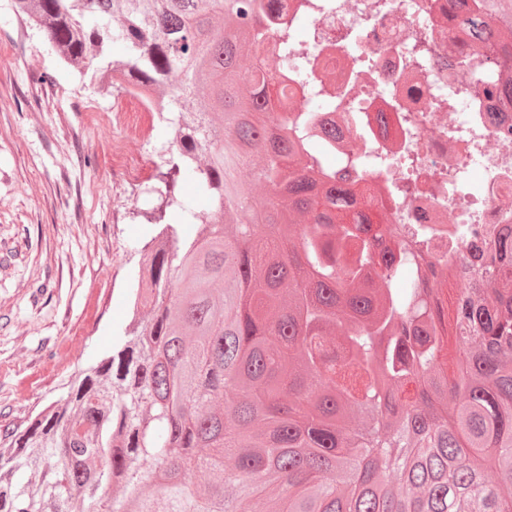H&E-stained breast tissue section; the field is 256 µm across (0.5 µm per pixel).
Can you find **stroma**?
I'll use <instances>...</instances> for the list:
<instances>
[{"instance_id": "1", "label": "stroma", "mask_w": 512, "mask_h": 512, "mask_svg": "<svg viewBox=\"0 0 512 512\" xmlns=\"http://www.w3.org/2000/svg\"><path fill=\"white\" fill-rule=\"evenodd\" d=\"M171 139L0 0V428L65 398L123 334Z\"/></svg>"}]
</instances>
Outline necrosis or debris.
<instances>
[{"instance_id":"1","label":"necrosis or debris","mask_w":512,"mask_h":512,"mask_svg":"<svg viewBox=\"0 0 512 512\" xmlns=\"http://www.w3.org/2000/svg\"><path fill=\"white\" fill-rule=\"evenodd\" d=\"M455 24L449 0H277L264 19L294 38L278 112L335 128L320 160L376 189L426 287L441 266L465 284L476 233L512 224V113L473 93L470 53L448 40Z\"/></svg>"}]
</instances>
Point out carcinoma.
Returning <instances> with one entry per match:
<instances>
[{"instance_id": "carcinoma-1", "label": "carcinoma", "mask_w": 512, "mask_h": 512, "mask_svg": "<svg viewBox=\"0 0 512 512\" xmlns=\"http://www.w3.org/2000/svg\"><path fill=\"white\" fill-rule=\"evenodd\" d=\"M456 2L454 37L499 75L478 90L512 108V0ZM13 8L101 87L167 98L173 138L133 324L64 401L0 431V512H504L512 224L474 240L444 337L425 289L397 287L402 242L374 251L373 194L354 208L356 179L269 110L274 70L245 79L240 55L288 62L286 29L228 38L262 0ZM23 467L40 479L15 480Z\"/></svg>"}]
</instances>
